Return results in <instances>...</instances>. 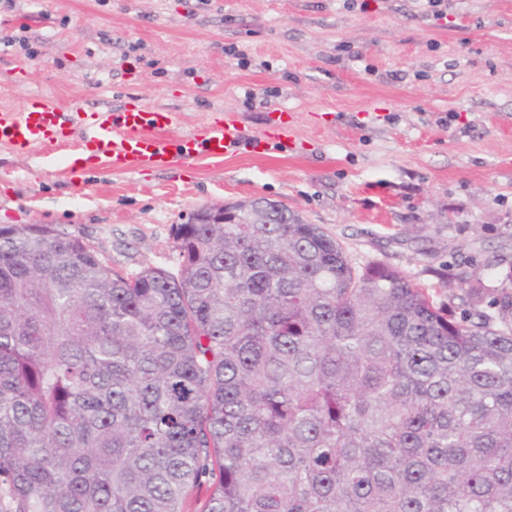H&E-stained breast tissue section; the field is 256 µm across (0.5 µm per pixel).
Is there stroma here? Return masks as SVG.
Wrapping results in <instances>:
<instances>
[{
  "label": "stroma",
  "instance_id": "stroma-1",
  "mask_svg": "<svg viewBox=\"0 0 512 512\" xmlns=\"http://www.w3.org/2000/svg\"><path fill=\"white\" fill-rule=\"evenodd\" d=\"M131 93L180 114L174 138L224 117L257 136L278 118L286 135L253 155L138 172L90 160L72 176L54 146L0 145V225L58 227L122 276L174 273L175 225L266 198L453 320L469 311L449 297L459 281L487 300L506 285L512 0H448L441 16L422 0H0V108Z\"/></svg>",
  "mask_w": 512,
  "mask_h": 512
}]
</instances>
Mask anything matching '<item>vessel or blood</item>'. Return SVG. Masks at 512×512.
<instances>
[{"instance_id":"obj_1","label":"vessel or blood","mask_w":512,"mask_h":512,"mask_svg":"<svg viewBox=\"0 0 512 512\" xmlns=\"http://www.w3.org/2000/svg\"><path fill=\"white\" fill-rule=\"evenodd\" d=\"M177 121V113L163 107L101 106L75 112L33 96L20 109H0V142L17 149L56 142L74 154L91 145L104 166L118 172L162 169L175 160L188 163L202 156L221 159L259 143L233 118L173 140L166 131Z\"/></svg>"}]
</instances>
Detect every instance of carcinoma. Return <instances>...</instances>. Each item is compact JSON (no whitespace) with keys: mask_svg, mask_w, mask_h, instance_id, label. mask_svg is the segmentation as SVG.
Segmentation results:
<instances>
[{"mask_svg":"<svg viewBox=\"0 0 512 512\" xmlns=\"http://www.w3.org/2000/svg\"><path fill=\"white\" fill-rule=\"evenodd\" d=\"M178 224L112 273L0 225V512H512V290L448 319L320 225Z\"/></svg>","mask_w":512,"mask_h":512,"instance_id":"cac0c4a2","label":"carcinoma"}]
</instances>
